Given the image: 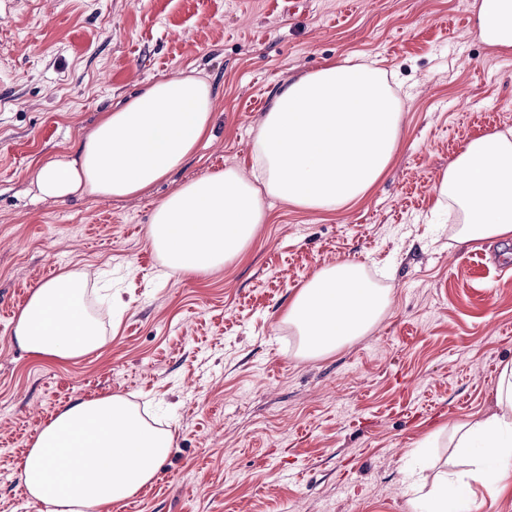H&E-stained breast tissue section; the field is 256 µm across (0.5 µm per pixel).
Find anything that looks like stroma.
<instances>
[{
  "mask_svg": "<svg viewBox=\"0 0 512 512\" xmlns=\"http://www.w3.org/2000/svg\"><path fill=\"white\" fill-rule=\"evenodd\" d=\"M480 0H0V512H45L18 472L71 400L119 395L176 446L158 477L103 512H425L404 488L447 472L455 423L494 409L512 361V241L460 246L436 187L466 140L512 131V51L483 43ZM376 60L402 138L360 200L310 210L265 198L236 257L169 276L147 229L187 181L251 174L259 121L288 79ZM196 70L211 137L141 196L38 198L48 158L75 153L147 85ZM364 266L391 304L366 335L301 358L284 316L321 268ZM102 270L85 305L108 338L77 359L13 336L39 284ZM472 512H512V479L471 483Z\"/></svg>",
  "mask_w": 512,
  "mask_h": 512,
  "instance_id": "1",
  "label": "stroma"
}]
</instances>
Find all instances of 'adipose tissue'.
I'll return each mask as SVG.
<instances>
[{"label":"adipose tissue","mask_w":512,"mask_h":512,"mask_svg":"<svg viewBox=\"0 0 512 512\" xmlns=\"http://www.w3.org/2000/svg\"><path fill=\"white\" fill-rule=\"evenodd\" d=\"M477 24L487 45L512 49V0H480ZM213 117L212 88L198 74L155 81L106 113L74 157L43 162L39 197L141 195L209 137ZM401 118V100L381 68L331 62L290 80L259 124L252 175L227 168L185 183L157 206L148 238L169 273L217 269L264 222L265 196L323 210L366 195L394 157ZM437 196L457 214V243L512 239V135L467 141L444 171ZM93 275L72 271L37 286L15 321L18 345L61 359L102 348L103 332L84 303ZM389 305L387 289L344 261L299 288L285 320L300 338V356L324 357L366 335ZM452 439L475 455L467 469L449 472V482L512 477V362L501 370L494 412L457 423ZM174 444L172 432L149 426L120 396L79 398L40 429L19 479L48 512H100L151 483Z\"/></svg>","instance_id":"ef3b65f1"}]
</instances>
